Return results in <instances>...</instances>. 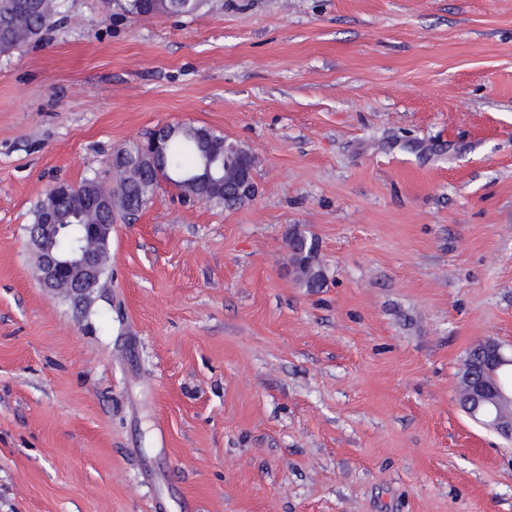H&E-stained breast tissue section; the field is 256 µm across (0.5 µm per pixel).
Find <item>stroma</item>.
I'll list each match as a JSON object with an SVG mask.
<instances>
[{"instance_id": "obj_1", "label": "stroma", "mask_w": 512, "mask_h": 512, "mask_svg": "<svg viewBox=\"0 0 512 512\" xmlns=\"http://www.w3.org/2000/svg\"><path fill=\"white\" fill-rule=\"evenodd\" d=\"M167 125L250 149L256 197L161 184L89 302L46 291L38 201ZM486 340L512 351V0H63L0 55V512H512V438L458 401ZM155 1V14L157 15L190 14L196 11L202 3L201 0ZM288 248L291 272L299 286L307 290L322 288L325 273L319 261V244L316 239L295 227L288 232Z\"/></svg>"}]
</instances>
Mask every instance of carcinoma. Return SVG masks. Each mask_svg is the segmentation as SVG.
<instances>
[{
  "label": "carcinoma",
  "instance_id": "cac0c4a2",
  "mask_svg": "<svg viewBox=\"0 0 512 512\" xmlns=\"http://www.w3.org/2000/svg\"><path fill=\"white\" fill-rule=\"evenodd\" d=\"M201 5V0H156L155 14H190ZM60 0H0V54L23 47L38 37L59 13ZM204 131L194 125H180L164 149L163 161L148 170L135 165L116 178L95 176L77 185L71 195L53 201L61 224L68 225L56 240L55 247L67 254L70 241L78 224H113L117 217L136 215L151 199L161 182L177 187L184 196L194 197L198 193L197 182L212 178L233 180L225 168L234 164L241 155L250 151L236 140H227L210 133L206 141L208 155H203L196 141V134ZM96 193L105 198H116L118 208L88 209L84 196ZM210 201L233 210L244 205L248 199L228 196L224 185L214 187ZM290 266L294 280L308 290L321 288L325 273L319 261V244L294 227L288 232ZM493 370L482 355V344L473 346L463 364L459 386V402L465 411H470L472 385L489 387L494 383Z\"/></svg>",
  "mask_w": 512,
  "mask_h": 512
}]
</instances>
